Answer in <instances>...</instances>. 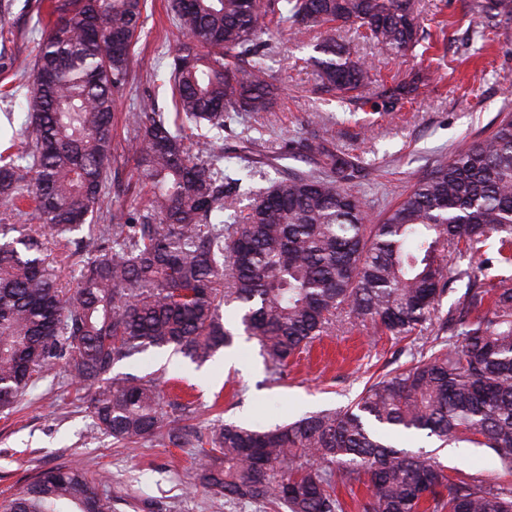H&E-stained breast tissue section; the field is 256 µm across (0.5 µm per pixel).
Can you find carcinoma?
<instances>
[{"instance_id": "1", "label": "carcinoma", "mask_w": 512, "mask_h": 512, "mask_svg": "<svg viewBox=\"0 0 512 512\" xmlns=\"http://www.w3.org/2000/svg\"><path fill=\"white\" fill-rule=\"evenodd\" d=\"M145 8L146 0L38 2L27 118L0 151V411L61 359L75 392L92 390L98 431L130 445L165 430L180 445L190 434L165 407L188 406L165 400L157 377L112 375L115 363L170 347L204 361L231 343L221 309L233 305L281 375L338 313L407 338L461 282L439 323L445 337H428L430 354L372 383L355 404L266 430L226 422L195 435L200 486L288 512H346L339 484L366 485L362 512H512V484L456 482L430 454L399 449L366 423L488 448L512 476V275L491 273L512 269V119L438 163L378 224L349 191L362 177L358 159L317 135L288 152L318 174L245 186L224 164L244 159L247 145L226 153L219 142L236 113L273 107L278 77L261 35L351 24L401 55L418 43L419 0H170L184 36L163 74L174 111L148 95L126 115L127 152L147 192L114 207L115 109ZM472 10L489 32L512 21V0H473ZM320 52L321 91L375 108L393 111L432 80L418 71L379 83L334 39ZM244 198L253 202L243 210ZM85 226L94 256L67 289L46 262L48 244L65 262ZM465 256L475 264L461 269ZM103 484L50 469L0 512H112Z\"/></svg>"}]
</instances>
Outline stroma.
Listing matches in <instances>:
<instances>
[{
  "instance_id": "stroma-1",
  "label": "stroma",
  "mask_w": 512,
  "mask_h": 512,
  "mask_svg": "<svg viewBox=\"0 0 512 512\" xmlns=\"http://www.w3.org/2000/svg\"><path fill=\"white\" fill-rule=\"evenodd\" d=\"M470 2L420 0L422 38L402 57L363 38L352 26L333 32L317 27L297 36L273 31L269 41L274 47L271 65L279 78L276 103L264 117L242 116L243 124L258 128L262 139L249 160L254 183L264 186L287 174L311 172L305 160L281 148L289 139L315 133L362 162L364 176L351 191L375 222L437 161L487 137L512 115V23L501 25L495 40L483 39L484 21L470 12ZM167 4L148 0V16L132 49L133 84L121 98L119 112L133 111L148 90L159 106L169 103V89L156 88L152 80L180 38L167 16ZM36 6L37 0H12L11 9L0 13V28L13 34L0 48V87L14 85L15 71L34 62L39 39L33 30ZM331 35L367 61L384 82L427 68L439 81L394 112L322 95L311 59L317 45ZM230 326L233 347L203 365L168 349H152L117 363L113 371L157 373L161 388L188 405L184 424L205 433L225 421L267 428L349 405L366 385L407 367L421 353L420 341L376 333L370 326H353L340 318L329 335L289 363L283 376L273 377L257 340L239 320ZM389 439L396 447L431 454L452 479L501 478L489 449L461 443L450 455L433 437L410 439L393 433ZM201 457L193 444L175 446L161 434L123 446L97 432L87 403L76 399L58 364L13 410L0 412V501L12 498L44 471L69 468L103 475L114 512H265L262 505L226 502L197 489Z\"/></svg>"
}]
</instances>
